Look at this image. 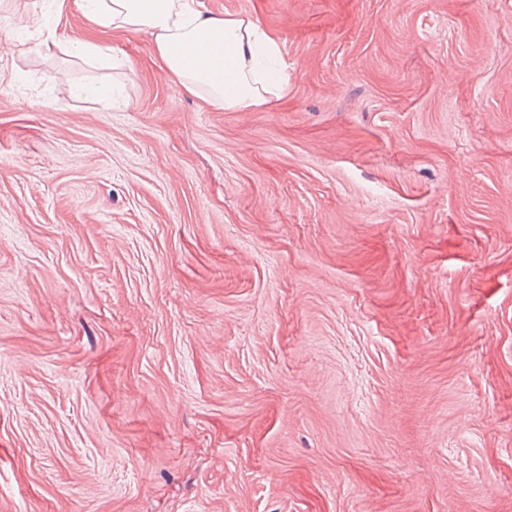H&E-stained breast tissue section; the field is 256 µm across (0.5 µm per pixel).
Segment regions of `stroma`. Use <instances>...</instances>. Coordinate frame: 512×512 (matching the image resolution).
<instances>
[{
    "label": "stroma",
    "instance_id": "obj_1",
    "mask_svg": "<svg viewBox=\"0 0 512 512\" xmlns=\"http://www.w3.org/2000/svg\"><path fill=\"white\" fill-rule=\"evenodd\" d=\"M203 2L280 97L0 0V512H512V0ZM67 0H50L46 12L41 16L40 22L34 32L28 33L27 38L41 39L57 47L63 54L78 57L82 60L103 62L110 60L106 53L108 47L103 46L94 38L71 33L58 34V17L66 6ZM68 92L71 95H87L109 104L112 103V84L106 81H101L96 85H71Z\"/></svg>",
    "mask_w": 512,
    "mask_h": 512
}]
</instances>
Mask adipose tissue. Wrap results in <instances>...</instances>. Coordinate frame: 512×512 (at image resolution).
I'll list each match as a JSON object with an SVG mask.
<instances>
[{
	"label": "adipose tissue",
	"mask_w": 512,
	"mask_h": 512,
	"mask_svg": "<svg viewBox=\"0 0 512 512\" xmlns=\"http://www.w3.org/2000/svg\"><path fill=\"white\" fill-rule=\"evenodd\" d=\"M74 2L96 38L62 35L58 18ZM149 32L161 74L180 92L227 109L258 107L288 80L275 37L250 17L214 15L201 0H49L34 31L63 54L107 60L99 35Z\"/></svg>",
	"instance_id": "1"
}]
</instances>
